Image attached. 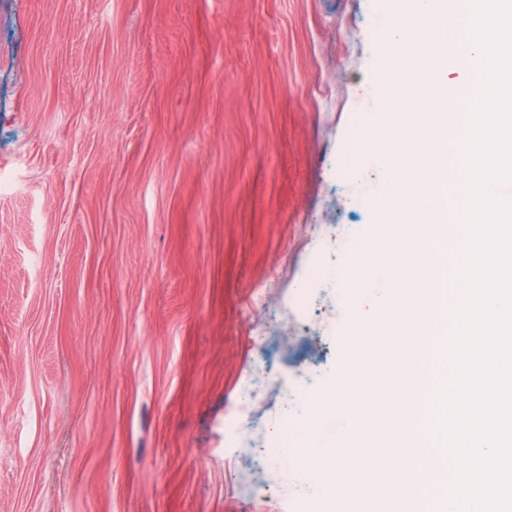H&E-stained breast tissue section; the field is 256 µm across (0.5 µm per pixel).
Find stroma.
<instances>
[{
    "label": "stroma",
    "instance_id": "35a3bbf8",
    "mask_svg": "<svg viewBox=\"0 0 512 512\" xmlns=\"http://www.w3.org/2000/svg\"><path fill=\"white\" fill-rule=\"evenodd\" d=\"M391 7L0 0V512H328L272 451L374 313Z\"/></svg>",
    "mask_w": 512,
    "mask_h": 512
}]
</instances>
